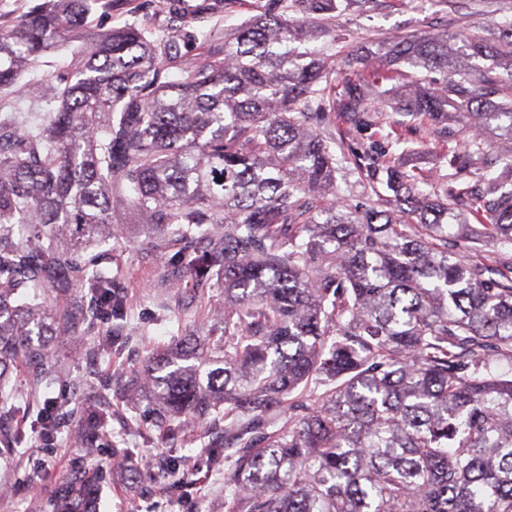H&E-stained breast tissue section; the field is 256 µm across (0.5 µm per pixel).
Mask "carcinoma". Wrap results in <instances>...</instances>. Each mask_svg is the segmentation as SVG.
I'll use <instances>...</instances> for the list:
<instances>
[{
  "instance_id": "carcinoma-1",
  "label": "carcinoma",
  "mask_w": 512,
  "mask_h": 512,
  "mask_svg": "<svg viewBox=\"0 0 512 512\" xmlns=\"http://www.w3.org/2000/svg\"><path fill=\"white\" fill-rule=\"evenodd\" d=\"M177 1L163 2L174 36L160 53L145 27L86 23L93 6L130 0H38L0 27V92L50 49L74 48L41 92L58 102L42 123L0 118V457L20 454L7 421L25 407L40 410L42 438L59 428L43 400L48 338L79 329L107 351L97 321L123 298L92 249L127 207L167 231L196 287L224 290V335L152 353L126 389L153 398L162 432L224 422V512H512V188L459 183L478 229L385 155L361 171L393 209H317L306 195L336 191L337 142L305 121L362 124L378 83L402 79L382 111L454 113L450 162L512 178V22L390 40L375 78L338 91L304 43L369 0H290L296 19L281 0L258 2L194 62L175 37ZM479 235L498 257L463 260ZM19 360L32 366L23 389L11 384ZM311 383L323 392L297 393ZM110 390L81 420L92 452L108 437ZM102 481L85 467L34 512H97Z\"/></svg>"
}]
</instances>
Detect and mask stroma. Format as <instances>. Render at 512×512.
Here are the masks:
<instances>
[{
	"label": "stroma",
	"mask_w": 512,
	"mask_h": 512,
	"mask_svg": "<svg viewBox=\"0 0 512 512\" xmlns=\"http://www.w3.org/2000/svg\"><path fill=\"white\" fill-rule=\"evenodd\" d=\"M162 4L163 0H152L150 7L144 8L134 0L126 10L92 14L88 23L104 30L144 26L163 40L168 30ZM511 21L512 0H441L436 6L421 0H369L364 6L331 14L325 35L312 41L309 48L317 55L333 56L331 80L339 85L358 72L372 75L375 53L392 38L419 32L461 35ZM324 127L344 137L342 149L336 152L337 186L349 205L378 200L371 188L360 182L352 164L353 153L367 147L389 151L400 165L426 174L422 191L445 192L453 178L447 140L402 114L380 112L375 126L356 129L332 113ZM391 132L401 136V143L389 144ZM112 221L117 233L101 250L112 266L126 309L120 319L102 316L96 332L118 335L117 352L110 356L94 352L80 333L53 344L50 363L59 373L47 395L56 401L60 428L56 439L44 444L34 438L37 411L17 416L26 455L20 462L0 460V484L10 487L8 493L0 494V512H29L30 502L47 499L75 470L89 464L106 474L99 512H221L224 506V475L233 464L231 451H220L218 460L210 461L202 451L201 427L195 423L186 425L183 438L162 439L148 402L130 406L121 388L122 379L140 371L151 351L173 347L192 336L220 335L224 296L217 288L192 294L193 280L185 270L180 273L183 295L170 293L162 281L173 269L171 255L159 249L157 234L143 231L125 209L115 212ZM107 380L112 383L111 437L90 456L74 410L96 408L97 389ZM167 454L181 459V466L167 471L149 467V459ZM132 464L141 468L135 482L128 471ZM35 469L41 470V478L29 480V471Z\"/></svg>",
	"instance_id": "1"
}]
</instances>
